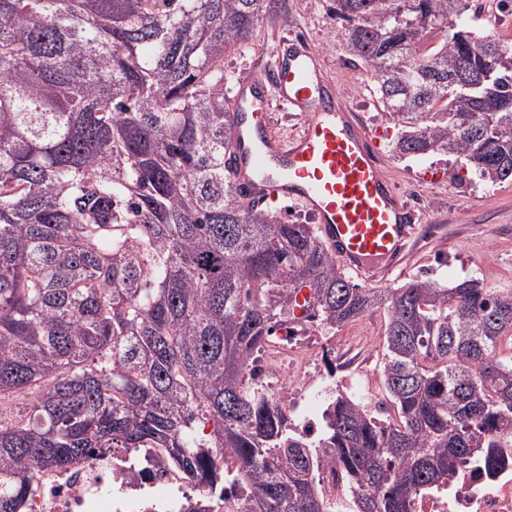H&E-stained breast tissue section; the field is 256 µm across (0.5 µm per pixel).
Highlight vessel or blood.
I'll list each match as a JSON object with an SVG mask.
<instances>
[{
  "label": "vessel or blood",
  "mask_w": 512,
  "mask_h": 512,
  "mask_svg": "<svg viewBox=\"0 0 512 512\" xmlns=\"http://www.w3.org/2000/svg\"><path fill=\"white\" fill-rule=\"evenodd\" d=\"M270 56V68L239 80L230 101L226 172L255 207L288 200L305 208L343 266L368 281L386 279L402 264L415 224L384 172L375 131L337 99L307 40L280 39ZM276 105L304 116L297 134L272 131Z\"/></svg>",
  "instance_id": "1"
}]
</instances>
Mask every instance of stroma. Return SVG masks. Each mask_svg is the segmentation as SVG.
<instances>
[{
    "label": "stroma",
    "instance_id": "obj_1",
    "mask_svg": "<svg viewBox=\"0 0 512 512\" xmlns=\"http://www.w3.org/2000/svg\"><path fill=\"white\" fill-rule=\"evenodd\" d=\"M328 0H285L279 15L265 19L249 45L224 57L225 95L238 79L266 66L274 39L304 35L325 62L343 101L372 126L388 127L385 109L362 65L346 50L344 33L331 18ZM483 34L512 44V4L481 0L476 21ZM387 176L408 201H421V221L405 261L391 285L425 276L440 284L477 277L491 288L512 291V183L496 186L478 179L461 181L458 165L447 156L388 157ZM386 315L377 311L337 330L333 346L336 376L317 381L311 408L324 410L336 385L352 381L357 400L378 407L385 395L380 370Z\"/></svg>",
    "mask_w": 512,
    "mask_h": 512
}]
</instances>
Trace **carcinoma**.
I'll use <instances>...</instances> for the list:
<instances>
[{
	"instance_id": "obj_1",
	"label": "carcinoma",
	"mask_w": 512,
	"mask_h": 512,
	"mask_svg": "<svg viewBox=\"0 0 512 512\" xmlns=\"http://www.w3.org/2000/svg\"><path fill=\"white\" fill-rule=\"evenodd\" d=\"M280 0H0V512L37 475L162 448L224 512H412L512 468V291L350 280L314 224L224 170V55ZM469 0H329L398 158L512 181V46ZM387 315L392 412L343 393L308 439L255 382L277 329Z\"/></svg>"
}]
</instances>
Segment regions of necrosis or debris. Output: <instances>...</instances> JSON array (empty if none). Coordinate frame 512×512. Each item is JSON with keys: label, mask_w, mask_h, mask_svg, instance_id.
<instances>
[{"label": "necrosis or debris", "mask_w": 512, "mask_h": 512, "mask_svg": "<svg viewBox=\"0 0 512 512\" xmlns=\"http://www.w3.org/2000/svg\"><path fill=\"white\" fill-rule=\"evenodd\" d=\"M297 347L296 328L281 326L266 344L258 381L271 400L288 412L301 414L300 425L305 428L311 420L304 414V391L312 380L301 376L291 388L279 372ZM191 505L200 512H223L222 505L203 492L187 489L164 455L153 450L43 472L22 512H183ZM413 512H512V471L491 480L483 464L471 463L464 479L417 497Z\"/></svg>", "instance_id": "4bbe7bcc"}]
</instances>
